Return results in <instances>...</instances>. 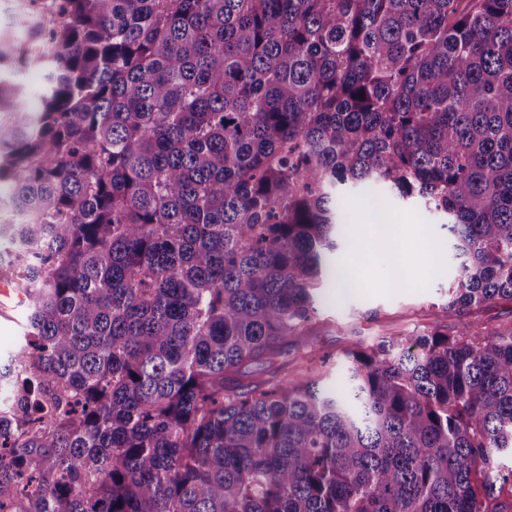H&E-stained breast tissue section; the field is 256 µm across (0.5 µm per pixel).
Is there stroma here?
<instances>
[{"label":"stroma","instance_id":"obj_1","mask_svg":"<svg viewBox=\"0 0 512 512\" xmlns=\"http://www.w3.org/2000/svg\"><path fill=\"white\" fill-rule=\"evenodd\" d=\"M347 220L341 226L336 256L345 260L357 256L359 276L353 287L337 289L335 281H324L325 297L309 328L312 345L307 352L286 346L273 365L295 374L312 368L327 382H346V351L380 336L414 338L434 331L455 332L460 323H469L472 332L512 322V304L499 301L451 313L447 310L448 286L458 271L452 238L441 218L423 203L403 200L388 191L360 187L341 188ZM405 225L408 237V277L399 283L386 281L377 252L357 251L356 241L368 233L374 218ZM439 248L435 268H427L420 258L421 239ZM26 333L22 296L11 291L0 296V359H7Z\"/></svg>","mask_w":512,"mask_h":512}]
</instances>
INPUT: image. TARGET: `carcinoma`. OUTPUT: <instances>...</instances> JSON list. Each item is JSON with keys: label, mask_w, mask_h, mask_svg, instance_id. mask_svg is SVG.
<instances>
[{"label": "carcinoma", "mask_w": 512, "mask_h": 512, "mask_svg": "<svg viewBox=\"0 0 512 512\" xmlns=\"http://www.w3.org/2000/svg\"><path fill=\"white\" fill-rule=\"evenodd\" d=\"M0 71V512H488L512 324L309 348L339 188L421 199L512 303V0H22ZM482 473L477 485L473 475ZM2 77L9 81L20 85L23 92L20 96V102L28 109H34L38 104L37 93L42 85V77L36 70H30L22 73L12 71H4ZM22 295L15 290L10 297L0 295V359L6 360L13 353L19 341L26 333V319ZM5 310L10 317L2 314Z\"/></svg>", "instance_id": "carcinoma-1"}]
</instances>
